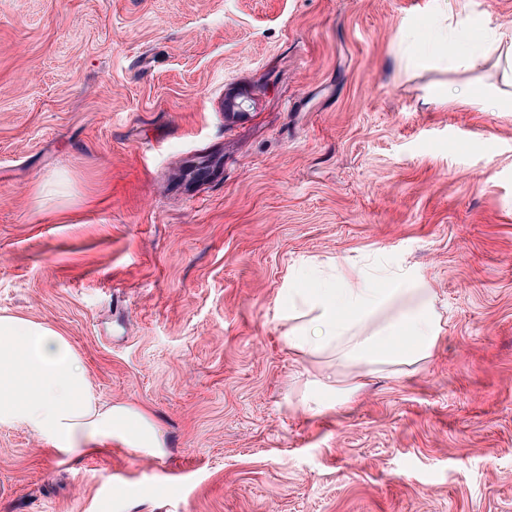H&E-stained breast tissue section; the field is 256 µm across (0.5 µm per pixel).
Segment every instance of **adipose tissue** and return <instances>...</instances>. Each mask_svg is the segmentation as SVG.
<instances>
[{
	"instance_id": "1",
	"label": "adipose tissue",
	"mask_w": 512,
	"mask_h": 512,
	"mask_svg": "<svg viewBox=\"0 0 512 512\" xmlns=\"http://www.w3.org/2000/svg\"><path fill=\"white\" fill-rule=\"evenodd\" d=\"M466 29V62L497 56L512 81V41L490 26L466 28L450 16L446 46ZM280 318L289 349L322 372L308 380L299 403L320 414L357 401L368 376L400 377L423 369L444 338L447 318L428 283L383 260L360 268L337 265L333 277L303 288L291 278ZM0 425H21L43 440L58 463L70 464L119 441L151 457L164 441L144 411L102 402L66 337L48 324L0 313Z\"/></svg>"
}]
</instances>
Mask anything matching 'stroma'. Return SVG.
<instances>
[{
  "label": "stroma",
  "instance_id": "obj_1",
  "mask_svg": "<svg viewBox=\"0 0 512 512\" xmlns=\"http://www.w3.org/2000/svg\"><path fill=\"white\" fill-rule=\"evenodd\" d=\"M512 0H0V312L66 336L164 457L0 426V512H512V109L436 52ZM445 308L431 364L295 401L281 288L372 256Z\"/></svg>",
  "mask_w": 512,
  "mask_h": 512
}]
</instances>
